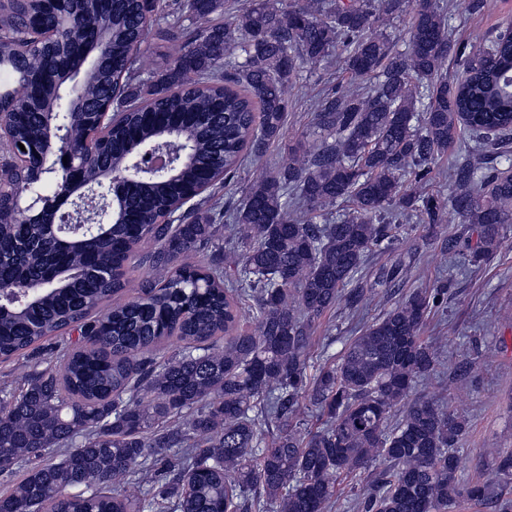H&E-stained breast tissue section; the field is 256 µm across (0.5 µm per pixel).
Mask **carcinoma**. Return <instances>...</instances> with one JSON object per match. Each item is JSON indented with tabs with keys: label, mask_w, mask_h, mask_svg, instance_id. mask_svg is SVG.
<instances>
[{
	"label": "carcinoma",
	"mask_w": 512,
	"mask_h": 512,
	"mask_svg": "<svg viewBox=\"0 0 512 512\" xmlns=\"http://www.w3.org/2000/svg\"><path fill=\"white\" fill-rule=\"evenodd\" d=\"M104 32L75 33L83 0H0V359L76 331L23 383L0 377V471L25 468L0 512H327L343 483L363 512H448L488 497L463 484L467 423L436 398L408 397L438 364L422 333L448 286L405 295L308 374L312 332L362 300L369 254L391 246L397 209L442 230L445 209L477 230L444 239L475 265L512 224V31L485 45L451 38L439 0H417L406 49L386 22L406 0H101ZM462 61L448 81L439 67ZM344 60L346 78L312 112L319 144L289 147L224 205L205 192L283 140L285 89L309 64ZM104 122L100 167L120 176L137 141L174 130L175 172L115 184L121 219L63 236L52 215L15 221L33 188L53 209L98 180L35 148L49 119ZM26 145L22 167L19 145ZM455 145V188L428 186ZM344 204L348 210L337 207ZM152 276L116 298L129 273ZM401 261L379 279L401 288ZM253 327H239L241 310ZM175 336L170 355L158 344ZM325 423L306 431L303 409ZM404 407L402 419L392 411ZM512 480V451L495 463Z\"/></svg>",
	"instance_id": "carcinoma-1"
}]
</instances>
